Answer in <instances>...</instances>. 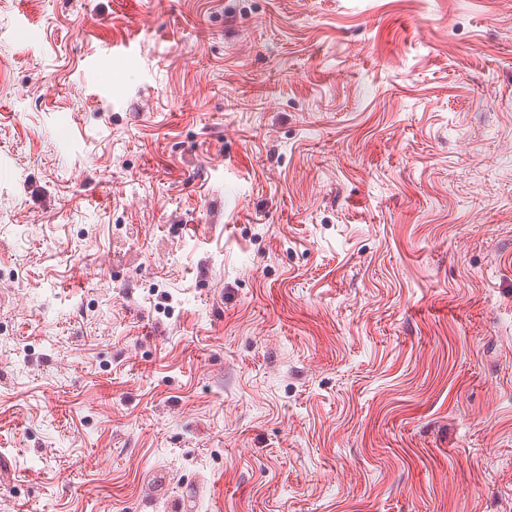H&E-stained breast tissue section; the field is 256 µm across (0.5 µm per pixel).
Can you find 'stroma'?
<instances>
[{
    "mask_svg": "<svg viewBox=\"0 0 512 512\" xmlns=\"http://www.w3.org/2000/svg\"><path fill=\"white\" fill-rule=\"evenodd\" d=\"M0 512H512V0H0Z\"/></svg>",
    "mask_w": 512,
    "mask_h": 512,
    "instance_id": "35a3bbf8",
    "label": "stroma"
}]
</instances>
